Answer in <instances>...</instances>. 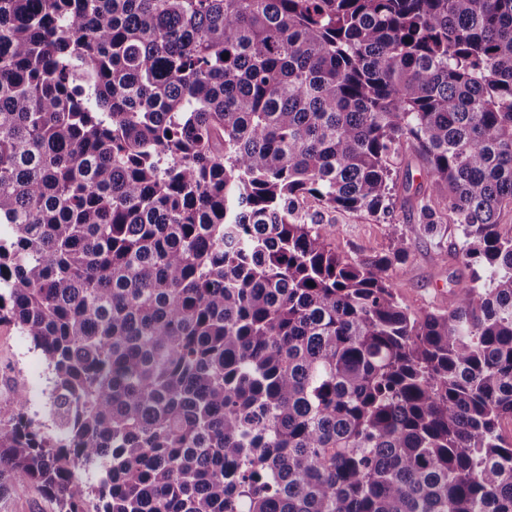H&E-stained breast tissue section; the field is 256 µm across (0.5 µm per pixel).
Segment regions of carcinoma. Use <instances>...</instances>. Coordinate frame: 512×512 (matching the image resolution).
I'll return each mask as SVG.
<instances>
[{"label":"carcinoma","instance_id":"1","mask_svg":"<svg viewBox=\"0 0 512 512\" xmlns=\"http://www.w3.org/2000/svg\"><path fill=\"white\" fill-rule=\"evenodd\" d=\"M406 147L410 232L451 213L471 269L445 311L398 301L399 227L350 260L299 212H389ZM508 204L512 0H0V323L57 428L16 391L0 495L512 512ZM51 377L45 358L34 349L31 339L13 325L0 324V410L11 409L13 391L24 388L29 415L54 432Z\"/></svg>","mask_w":512,"mask_h":512}]
</instances>
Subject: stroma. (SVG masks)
Returning <instances> with one entry per match:
<instances>
[{"instance_id":"35a3bbf8","label":"stroma","mask_w":512,"mask_h":512,"mask_svg":"<svg viewBox=\"0 0 512 512\" xmlns=\"http://www.w3.org/2000/svg\"><path fill=\"white\" fill-rule=\"evenodd\" d=\"M392 177L396 183V202L389 214H371L365 211L320 210L314 199H305L302 208L319 212L331 236L329 242L336 253L360 259L388 251L393 227L403 229L418 224L417 209L404 205V183H425L426 178L418 162L409 151L392 161ZM457 240V229L451 216H444L440 236L414 239L409 256L398 265L394 278L398 284V298L411 312L422 313L447 309L452 300L450 291L455 277L463 273L460 260L451 251ZM24 389L28 411L45 427H52L53 384L47 362L35 350L29 337L10 324H0V410L12 407L15 389ZM0 512H58L56 502L35 483L16 482L0 497Z\"/></svg>"}]
</instances>
